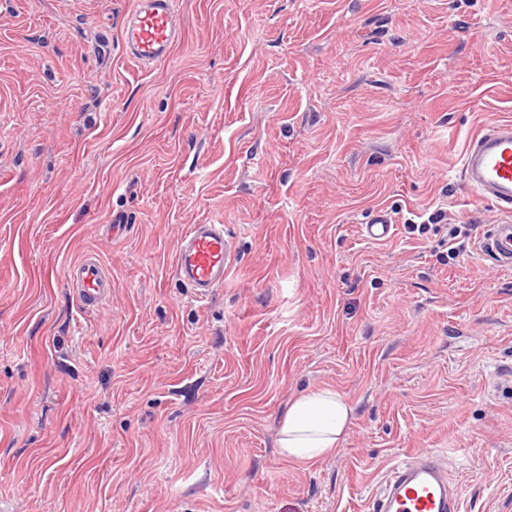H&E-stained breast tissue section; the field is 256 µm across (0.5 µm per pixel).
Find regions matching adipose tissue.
Instances as JSON below:
<instances>
[{
    "mask_svg": "<svg viewBox=\"0 0 512 512\" xmlns=\"http://www.w3.org/2000/svg\"><path fill=\"white\" fill-rule=\"evenodd\" d=\"M353 415V407L332 390L298 397L281 421L277 440L279 456L297 464H309L329 456L341 445Z\"/></svg>",
    "mask_w": 512,
    "mask_h": 512,
    "instance_id": "1",
    "label": "adipose tissue"
}]
</instances>
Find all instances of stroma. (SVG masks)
Segmentation results:
<instances>
[{"mask_svg":"<svg viewBox=\"0 0 512 512\" xmlns=\"http://www.w3.org/2000/svg\"><path fill=\"white\" fill-rule=\"evenodd\" d=\"M137 2L0 0V512H373L418 450L460 512H512V269L460 174L512 120V0H178L147 68ZM192 224L237 244L202 303L172 274ZM323 388L345 440L283 460ZM176 0H140L129 15L122 40L127 58L139 65L167 61L181 41L174 23ZM393 232L394 224L387 214L377 215L371 224H365L362 229L363 236L373 241L385 240ZM78 302L83 309L103 302L112 288V277L104 265L93 256H86L67 272ZM353 407L338 393L323 389L295 399L281 421L277 450L288 462L309 464L339 448L351 425Z\"/></svg>","mask_w":512,"mask_h":512,"instance_id":"obj_1","label":"stroma"}]
</instances>
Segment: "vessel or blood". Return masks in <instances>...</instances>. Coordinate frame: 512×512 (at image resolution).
I'll return each mask as SVG.
<instances>
[{
  "mask_svg": "<svg viewBox=\"0 0 512 512\" xmlns=\"http://www.w3.org/2000/svg\"><path fill=\"white\" fill-rule=\"evenodd\" d=\"M176 0H139L123 29L127 58L140 65L167 61L182 34L174 22ZM461 174L470 190L498 205L500 224L479 242L483 254L498 266L512 268V120L496 121L472 136L461 160ZM394 224L380 214L364 225L365 238L392 236ZM234 257L220 224H193L175 251L173 274L190 288L196 300H206L224 284ZM81 308L103 302L112 288L104 265L88 256L67 272ZM373 512H458V502L439 459L428 452L414 454L386 478L373 503Z\"/></svg>",
  "mask_w": 512,
  "mask_h": 512,
  "instance_id": "obj_1",
  "label": "vessel or blood"
}]
</instances>
